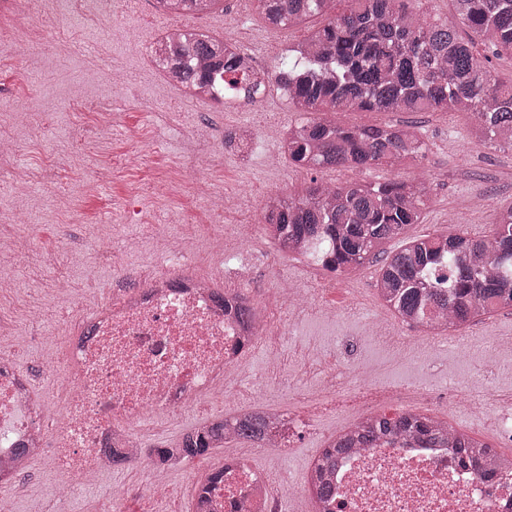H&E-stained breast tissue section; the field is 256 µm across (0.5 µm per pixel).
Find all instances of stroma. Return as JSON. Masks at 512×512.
Instances as JSON below:
<instances>
[{"label": "stroma", "mask_w": 512, "mask_h": 512, "mask_svg": "<svg viewBox=\"0 0 512 512\" xmlns=\"http://www.w3.org/2000/svg\"><path fill=\"white\" fill-rule=\"evenodd\" d=\"M104 0H88L85 19L79 26H66L62 33L40 36L25 58H18L11 47L15 39L14 18L0 13V131L17 142L9 160L0 161V213L12 208L17 193L33 192L37 206L32 217L39 226L37 238H29L24 227L16 233L31 250L34 268L19 274L20 290L31 300L43 301L55 276L65 274L74 284L73 304L87 308L112 293L125 289V281L112 273L107 261L96 258L87 237L93 226L116 227L119 236L135 238L139 247L125 261L136 268H154L165 264L160 249L143 244L146 227L168 218L184 215L202 230L224 228L247 219H260L264 207L263 192L285 196L297 193L307 179L306 171L288 162L272 163L273 133L294 123L299 115L277 93H269L261 102L236 101L223 104L211 99L193 102L180 89L150 66L146 50L169 22L155 0H139L116 5L110 28H103ZM235 21L245 32L243 46L255 68L273 70L293 44L308 31L322 26V15L310 17L305 24L280 30L266 28L255 17L246 16L241 0H224V8L215 13L189 15L193 27L220 37L225 20ZM65 36L73 47L62 56L54 51L58 36ZM126 71L130 84L127 95L114 89L110 62ZM85 95L83 103H73L75 91ZM108 110L113 118L106 136L95 133L96 115ZM341 122L350 126L393 123L414 124L430 144L422 169L398 170L376 167L370 170H328L325 180L379 183L396 177L411 178L424 172L432 183L431 199L422 223L412 225V237L447 231L455 226L481 235L489 231L496 209L512 205V148L494 146L472 139L470 120L462 112H348ZM245 123L253 131L249 151L228 148L221 159L205 169L188 164L194 145L189 131L200 136H220ZM144 148L146 160L141 169L121 168L127 151ZM112 167L109 182L90 187L96 166ZM207 178L224 193H245L246 206L225 211L223 217L209 213L193 193L197 177ZM271 246L263 240L225 252L222 244L206 242L195 264L208 274L236 275L239 268L251 269L255 277V295L264 299L271 286L268 258ZM284 268L289 281L299 288L318 290L328 305L356 303L353 313L336 324L324 317L309 315L295 320L294 334L284 339L282 349L287 365L268 396L282 408H298L297 395H311L319 382L323 363L336 366L356 362L379 365L385 379L407 386L438 383L451 374L463 390L474 391L481 385L480 352L491 336H512V309L496 310L476 324V353L464 356L448 352L447 369L425 365L420 359L395 352L372 339L368 323L376 318L378 305L375 282L378 264L371 263L356 274L335 278L323 270L316 259L286 258ZM0 297V350L9 353L17 369L35 374L39 357L58 352L61 342L37 328L31 343L13 345L5 333L20 322L22 300ZM220 405L189 412L176 423L146 428L154 446L166 445L207 420L222 418ZM350 416H325L315 421L281 454L260 451L251 455L253 468L275 472L276 487H284L288 478L301 475L305 465L321 453L328 441L350 423ZM224 463L223 449L206 457L187 460L169 480L177 492L184 512L192 508L197 484ZM143 473L118 468L107 476L93 475L74 505V512H104L105 497L113 487L126 489L130 512H168L164 501L147 497L143 491ZM54 489V473L49 457L36 460L16 494L17 512H45Z\"/></svg>", "instance_id": "stroma-1"}]
</instances>
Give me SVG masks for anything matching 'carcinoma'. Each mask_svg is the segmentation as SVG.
<instances>
[{
	"label": "carcinoma",
	"mask_w": 512,
	"mask_h": 512,
	"mask_svg": "<svg viewBox=\"0 0 512 512\" xmlns=\"http://www.w3.org/2000/svg\"><path fill=\"white\" fill-rule=\"evenodd\" d=\"M183 15L203 13L220 0H157ZM256 15L272 29L298 25L324 15L334 0H252ZM346 11L327 19L296 45L272 72L256 69L239 43L193 29L156 65L191 98H214L210 87L223 84V99L251 103L275 91L288 99L300 121L288 125L281 153L308 171L390 168L416 165L427 144L415 125L389 123L347 126L344 112H466L472 132L492 142L512 144V81L491 74L490 57L512 58V0H451L454 22L428 12L414 13L412 0H345ZM471 34L462 36L459 25ZM489 42L492 56L476 50L475 38ZM431 188L423 177L376 184L324 182L316 177L297 196H276L263 210L271 237L288 252L323 248L324 269L346 275L380 262L376 290L381 301L405 321L443 330L484 320L491 308H512V205L493 214L484 236L461 229L409 238L401 249L383 245L423 220ZM238 437L264 438L265 417L244 413L235 421ZM409 433L431 448H450L464 462L480 458L487 444L441 420L404 413L369 416L340 434L322 452L319 470L349 448ZM224 440V421L207 420L181 439L157 449L168 470L202 456Z\"/></svg>",
	"instance_id": "carcinoma-1"
}]
</instances>
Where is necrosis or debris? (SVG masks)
Wrapping results in <instances>:
<instances>
[{"mask_svg":"<svg viewBox=\"0 0 512 512\" xmlns=\"http://www.w3.org/2000/svg\"><path fill=\"white\" fill-rule=\"evenodd\" d=\"M152 233L168 257L166 266L134 270L115 261L112 240L98 244L113 258V272L130 286L86 312L72 314L57 335L62 352L43 357L39 367L61 394L58 411L42 414L34 381L11 358L0 355V512H15L4 487L20 484L35 460L51 454L57 488L50 512H67L89 474L115 469L116 458L146 475V493L168 491L166 473L153 463L151 449L138 432L161 420L185 415L202 398L224 400V429L232 431L241 411L267 413L279 407L263 397L269 379L284 364L280 345L292 322L315 305L313 290L294 288L282 271L281 253H273L270 275L277 280L273 307L257 302L251 276L228 282L193 272L183 258L190 252L184 234L156 224ZM223 301H216V292ZM249 304L256 319L246 324L238 308ZM401 319L372 325L375 337L415 350L423 360L439 358L446 346L467 352L472 334L460 328L442 337L431 332L400 335ZM491 338L483 359L484 390L460 402L469 414L496 423L499 439L512 443V396L498 394ZM264 349L265 369L239 408L238 382L232 371L245 355ZM303 404L311 414H374L386 404H417L436 412L448 404L445 391L384 383L362 366L325 369L320 387ZM336 487L327 512H512V475L488 465L461 462L447 448H426L412 438H383L373 448H352L336 458L331 475ZM202 512H277L274 491L264 473L241 455L224 459V477L209 490Z\"/></svg>","mask_w":512,"mask_h":512,"instance_id":"necrosis-or-debris-1","label":"necrosis or debris"}]
</instances>
